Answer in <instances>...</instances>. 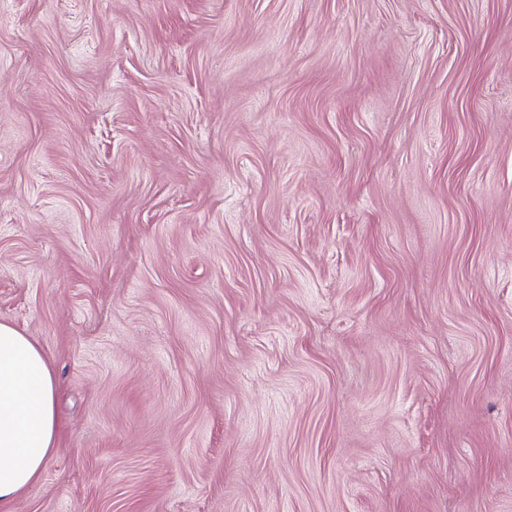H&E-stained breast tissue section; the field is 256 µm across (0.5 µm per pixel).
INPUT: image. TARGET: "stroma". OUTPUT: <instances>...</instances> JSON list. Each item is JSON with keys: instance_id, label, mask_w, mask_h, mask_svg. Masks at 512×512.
Wrapping results in <instances>:
<instances>
[{"instance_id": "1", "label": "stroma", "mask_w": 512, "mask_h": 512, "mask_svg": "<svg viewBox=\"0 0 512 512\" xmlns=\"http://www.w3.org/2000/svg\"><path fill=\"white\" fill-rule=\"evenodd\" d=\"M13 512H512V0H0ZM56 379L44 349L0 321V511L38 483L57 442Z\"/></svg>"}]
</instances>
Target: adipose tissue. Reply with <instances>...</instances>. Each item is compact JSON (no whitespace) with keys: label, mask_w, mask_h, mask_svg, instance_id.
Masks as SVG:
<instances>
[{"label":"adipose tissue","mask_w":512,"mask_h":512,"mask_svg":"<svg viewBox=\"0 0 512 512\" xmlns=\"http://www.w3.org/2000/svg\"><path fill=\"white\" fill-rule=\"evenodd\" d=\"M55 390L44 349L0 321V512H12L54 454Z\"/></svg>","instance_id":"1"}]
</instances>
